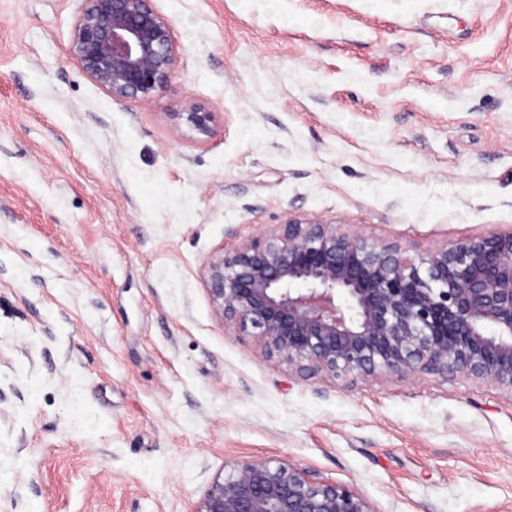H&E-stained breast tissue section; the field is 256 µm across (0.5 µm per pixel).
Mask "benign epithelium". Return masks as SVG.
Masks as SVG:
<instances>
[{
    "mask_svg": "<svg viewBox=\"0 0 512 512\" xmlns=\"http://www.w3.org/2000/svg\"><path fill=\"white\" fill-rule=\"evenodd\" d=\"M70 53L113 101L147 100L174 73L170 21L150 0H83ZM205 140L213 113H182ZM224 324L302 377L458 375L512 390V233L410 255L400 244L292 220L209 260ZM195 512H374L355 489L291 465L242 461Z\"/></svg>",
    "mask_w": 512,
    "mask_h": 512,
    "instance_id": "7a95c632",
    "label": "benign epithelium"
}]
</instances>
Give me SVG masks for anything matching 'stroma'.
<instances>
[{"mask_svg":"<svg viewBox=\"0 0 512 512\" xmlns=\"http://www.w3.org/2000/svg\"><path fill=\"white\" fill-rule=\"evenodd\" d=\"M151 4L178 65L117 103L69 51L81 0H0V512H195L243 460L512 512V390L299 377L204 276L291 219L412 255L512 233V0ZM185 117L190 127L205 140L213 135V112H208L200 105H191L188 112H179Z\"/></svg>","mask_w":512,"mask_h":512,"instance_id":"obj_1","label":"stroma"}]
</instances>
